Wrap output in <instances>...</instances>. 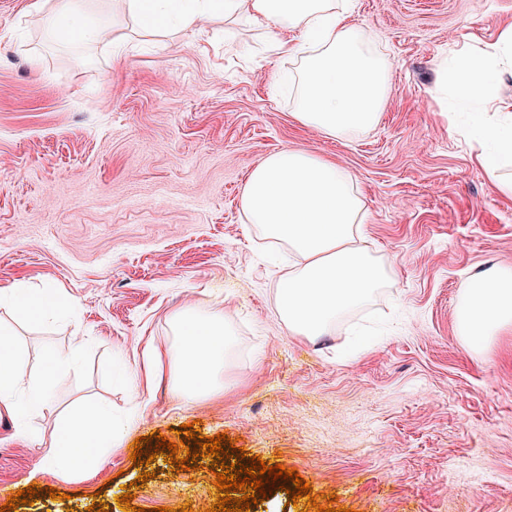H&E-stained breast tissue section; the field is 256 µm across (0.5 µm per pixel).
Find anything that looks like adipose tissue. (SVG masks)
<instances>
[{"mask_svg":"<svg viewBox=\"0 0 512 512\" xmlns=\"http://www.w3.org/2000/svg\"><path fill=\"white\" fill-rule=\"evenodd\" d=\"M111 25L97 23L88 0H33L54 37L81 42L109 41L114 51L129 43V30L155 38L199 27L209 20L244 21L258 31L272 57L298 62L296 120L329 137L369 131L389 97L391 66L368 45L354 19L355 0H119ZM448 81L439 94L483 100L489 81L512 76V24L498 39L455 51ZM478 159L491 176L512 169V113L474 132ZM242 211L268 246L296 259L277 292V310L288 329L316 340L345 313L369 302L389 281V268L357 246L363 203L351 174L314 153L284 148L254 166L243 187ZM19 317L40 322L63 308L54 289L0 290V304ZM458 339L472 353L485 350L512 329V267L476 268L462 284L453 313ZM173 342L167 358L178 398L195 400L224 387V357L232 345L218 309L186 305L172 316ZM21 352L0 325V411L18 419L50 404L42 387L21 393ZM125 433L110 408L85 403L56 428L45 470L62 476L93 472L103 451L116 448Z\"/></svg>","mask_w":512,"mask_h":512,"instance_id":"adipose-tissue-1","label":"adipose tissue"}]
</instances>
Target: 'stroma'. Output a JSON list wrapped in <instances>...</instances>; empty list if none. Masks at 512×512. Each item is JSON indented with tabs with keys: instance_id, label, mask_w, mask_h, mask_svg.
I'll return each mask as SVG.
<instances>
[{
	"instance_id": "obj_1",
	"label": "stroma",
	"mask_w": 512,
	"mask_h": 512,
	"mask_svg": "<svg viewBox=\"0 0 512 512\" xmlns=\"http://www.w3.org/2000/svg\"><path fill=\"white\" fill-rule=\"evenodd\" d=\"M30 0H0V289L51 287L66 316L27 323L0 308L24 356L21 387L45 378L44 350L80 347L51 383V406L0 423V482L41 487L16 512H104L130 491L142 512L218 498L196 467L132 463L136 438L224 433L248 456L296 469L320 505L349 512H512V331L475 355L452 312L477 266H512V195L479 163L472 136L494 110L446 109L436 86L458 45L495 41L512 0H357L355 19L394 66L380 124L327 137L293 116L283 61L247 24L206 23L111 55L47 36ZM35 49L30 62L27 49ZM333 159L363 201L364 243L390 283L316 341L288 330L277 288L288 267L245 230L240 195L267 154ZM219 307L233 333L224 390L178 400L162 372L139 400L127 367L168 348L171 317ZM93 399L126 425L94 476L40 468L57 422ZM150 479H143V472ZM60 491L50 499V490Z\"/></svg>"
}]
</instances>
